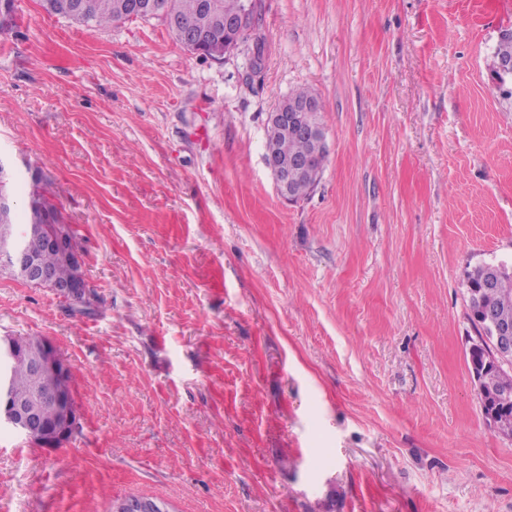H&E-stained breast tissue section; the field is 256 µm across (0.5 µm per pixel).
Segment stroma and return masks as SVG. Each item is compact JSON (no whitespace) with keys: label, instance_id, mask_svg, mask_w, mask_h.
Masks as SVG:
<instances>
[{"label":"stroma","instance_id":"35a3bbf8","mask_svg":"<svg viewBox=\"0 0 512 512\" xmlns=\"http://www.w3.org/2000/svg\"><path fill=\"white\" fill-rule=\"evenodd\" d=\"M15 5L0 158L18 208L49 182L96 310L0 274V336L51 340L81 413L56 449L0 427V512H512L464 285L512 260V0H261L220 63ZM302 87L329 153L288 203L265 117ZM113 512H171L168 503L149 498H124L112 504Z\"/></svg>","mask_w":512,"mask_h":512}]
</instances>
